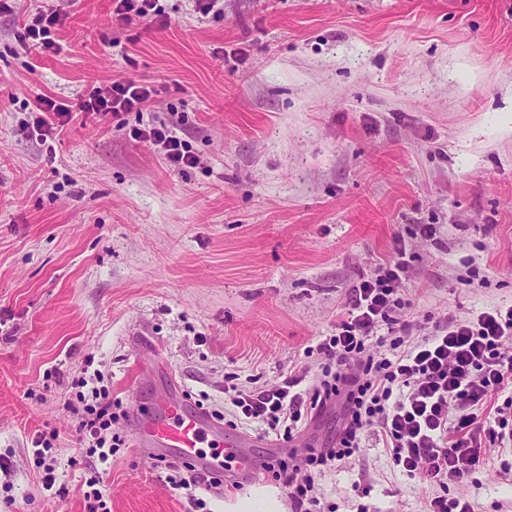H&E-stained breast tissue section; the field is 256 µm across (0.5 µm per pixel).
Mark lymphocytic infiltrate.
<instances>
[{
	"label": "lymphocytic infiltrate",
	"mask_w": 512,
	"mask_h": 512,
	"mask_svg": "<svg viewBox=\"0 0 512 512\" xmlns=\"http://www.w3.org/2000/svg\"><path fill=\"white\" fill-rule=\"evenodd\" d=\"M56 10L27 15L18 41L38 53L56 50L52 37L63 24ZM153 90L132 81L92 87L72 104L49 97L35 104L34 129L48 136L68 125L75 113L99 116L139 112ZM159 147L174 167L192 166L189 145L173 136L167 122L137 131ZM392 264L378 268L352 290L350 307L336 334L322 347L325 362L312 388L296 392V379L272 387H233L230 403L246 420L282 429L293 440L298 424L336 411L340 425L329 447L310 449L302 463L274 459L265 472L282 480L296 512H317L315 476L346 463L362 451L366 435L377 436L387 456L408 478L427 486L467 483L492 464V449L512 450V305L461 319L449 316L429 336L415 342L410 320L395 318L405 301L397 288L406 262L402 239H395ZM388 332V352L375 356L371 340ZM83 413L77 430L89 452L107 460L123 441L112 430L124 413L107 385L80 394Z\"/></svg>",
	"instance_id": "1"
}]
</instances>
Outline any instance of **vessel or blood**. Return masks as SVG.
Returning <instances> with one entry per match:
<instances>
[{
    "label": "vessel or blood",
    "instance_id": "1",
    "mask_svg": "<svg viewBox=\"0 0 512 512\" xmlns=\"http://www.w3.org/2000/svg\"><path fill=\"white\" fill-rule=\"evenodd\" d=\"M130 421L135 448L153 456L171 455L212 475L224 474L229 459L236 463L237 476L255 478L262 471L246 453L250 438L229 433L223 421L196 406L177 381L137 404Z\"/></svg>",
    "mask_w": 512,
    "mask_h": 512
}]
</instances>
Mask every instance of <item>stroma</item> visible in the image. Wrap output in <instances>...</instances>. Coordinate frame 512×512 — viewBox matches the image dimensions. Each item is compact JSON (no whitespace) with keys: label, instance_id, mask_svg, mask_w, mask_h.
<instances>
[{"label":"stroma","instance_id":"obj_1","mask_svg":"<svg viewBox=\"0 0 512 512\" xmlns=\"http://www.w3.org/2000/svg\"><path fill=\"white\" fill-rule=\"evenodd\" d=\"M166 27L116 21L113 0H11L0 13V512H86L89 458L67 407L101 372L124 410L139 374L174 376L207 411L225 386L310 384L354 286L406 244L414 322L512 304V0H159ZM63 8L59 52L25 53L23 13ZM143 81L141 112L80 113L35 133L34 102ZM178 113L198 162L136 140ZM436 227L423 240L418 227ZM328 412L293 441L258 425L254 456H304L336 436ZM125 444L99 464L108 512H294L271 474L216 496L165 483ZM54 434L55 483L35 465ZM323 512H421L429 488L367 438L315 479ZM475 512H512V477L451 487Z\"/></svg>","mask_w":512,"mask_h":512}]
</instances>
